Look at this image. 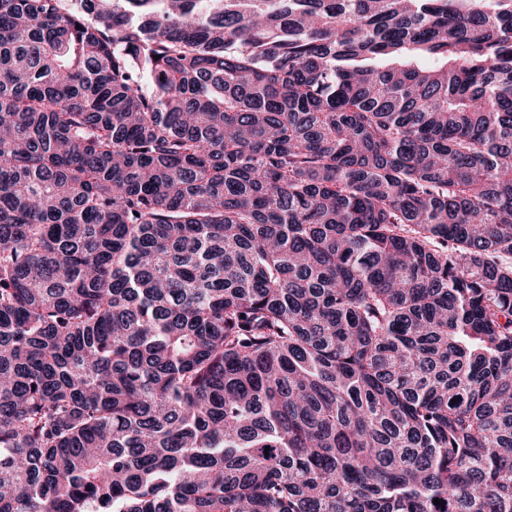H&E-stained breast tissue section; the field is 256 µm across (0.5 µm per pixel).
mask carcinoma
Wrapping results in <instances>:
<instances>
[{
	"mask_svg": "<svg viewBox=\"0 0 512 512\" xmlns=\"http://www.w3.org/2000/svg\"><path fill=\"white\" fill-rule=\"evenodd\" d=\"M506 256L512 0H0V512H512Z\"/></svg>",
	"mask_w": 512,
	"mask_h": 512,
	"instance_id": "obj_1",
	"label": "carcinoma"
}]
</instances>
